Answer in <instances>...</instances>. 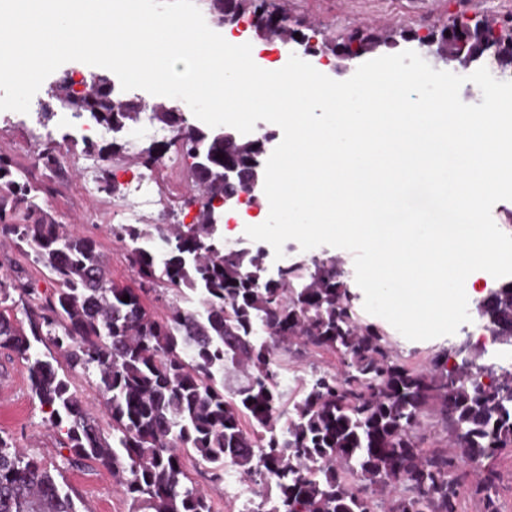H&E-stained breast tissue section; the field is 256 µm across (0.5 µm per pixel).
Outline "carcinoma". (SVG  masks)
<instances>
[{
  "label": "carcinoma",
  "mask_w": 512,
  "mask_h": 512,
  "mask_svg": "<svg viewBox=\"0 0 512 512\" xmlns=\"http://www.w3.org/2000/svg\"><path fill=\"white\" fill-rule=\"evenodd\" d=\"M215 19L232 23L258 13L285 11L280 0H199ZM503 35L488 33L458 52L464 61L495 54L502 73L512 69V21ZM399 36L354 29L340 53L365 55L397 45ZM89 119L109 130L133 120L98 86L75 101ZM155 122L208 153L213 173L232 158L255 177L266 137L220 136L189 122L183 112L152 113ZM210 198L226 187L214 178L195 181ZM35 188L0 157V239L26 243L33 262L55 281L53 295L32 301L18 277L0 279V304L18 294L27 302L28 328L0 311V350L25 362L32 393L47 423L66 428L68 466L91 462L120 477L131 512H213L190 479L184 455L209 465L214 481L233 466L261 486L251 512H460L468 460L479 457L486 474L474 488L483 512H499L492 495V462L512 448V370H491L475 359L444 371L439 362L412 368L388 332L362 319L340 279L336 257L296 261L277 278L261 277L262 250L249 255L224 248L220 224L202 211L192 224L145 232L123 225L140 287L112 280L95 241L37 218L15 222L22 207L37 209ZM159 279L194 295L157 318L144 294ZM129 301L124 302V295ZM306 294L318 307L297 312ZM481 314L494 336L512 337V281L492 289ZM53 346L62 360L45 358ZM299 346L334 353L340 370L323 371L289 405L280 391L276 353ZM243 380L224 391V372ZM96 375L95 387L112 418L104 435L85 401L71 389L75 373ZM251 421V429L242 425ZM283 422L276 429L277 422ZM433 429L456 451L423 447ZM0 512H79L71 490L37 457L0 437Z\"/></svg>",
  "instance_id": "cac0c4a2"
}]
</instances>
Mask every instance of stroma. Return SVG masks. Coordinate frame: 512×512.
I'll return each instance as SVG.
<instances>
[{
	"mask_svg": "<svg viewBox=\"0 0 512 512\" xmlns=\"http://www.w3.org/2000/svg\"><path fill=\"white\" fill-rule=\"evenodd\" d=\"M288 13L301 27L318 30L320 38L340 42L356 27L375 24L394 27L424 35L443 24L466 16L484 15L491 19L512 17V0H284ZM67 113L57 110L50 119L53 130L50 143L55 147L57 168L45 169L39 158L47 142L32 132L30 115L0 112V156L10 159L15 171L25 176L39 190L37 202L53 223L62 229H78L82 235L96 240L108 271L116 282L135 288L138 276L130 263L132 243L113 235L114 227L127 223L144 227L154 224H187L194 215L185 200L189 188L172 190L171 175L187 180L188 158L177 154L175 147L166 148L159 161L144 167L142 150L151 144L150 138H139L135 151H122L117 156L99 155L93 181L100 185L103 178L115 180L120 190L110 194L96 191L87 195L79 171V159L87 151L80 133L66 121ZM145 172L153 179L154 194L149 203L137 205L128 196L124 185L129 173ZM23 279L34 288L37 298L53 293L55 284L47 271L32 261L27 245H0V274ZM482 322L472 317L466 330L454 335L426 341H410L398 331L390 337L399 355L408 363L424 366L443 351H454L467 345L478 363L508 367L511 362L501 357L504 343L483 346ZM279 372L285 384L286 398L298 397L314 371L337 370L334 354L311 349H282L277 353ZM0 436L11 439L20 448L41 457L48 465L57 466L74 491L79 512H130V503L123 496L116 478L97 467L67 466L63 429L51 427L37 398L30 389L27 372L21 360L0 351Z\"/></svg>",
	"mask_w": 512,
	"mask_h": 512,
	"instance_id": "1",
	"label": "stroma"
}]
</instances>
